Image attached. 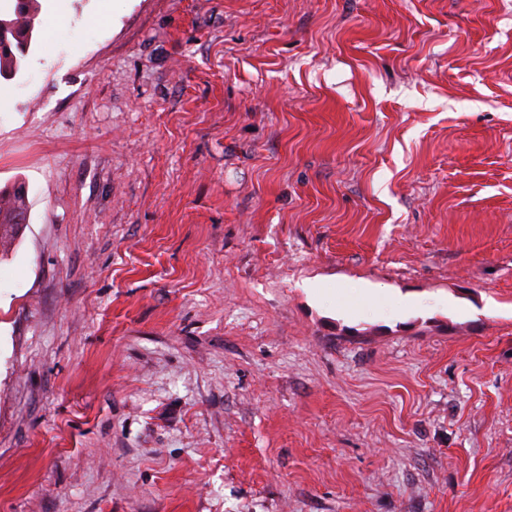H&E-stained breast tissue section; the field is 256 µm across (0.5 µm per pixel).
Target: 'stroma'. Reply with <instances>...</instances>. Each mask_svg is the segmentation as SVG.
Here are the masks:
<instances>
[{"label":"stroma","instance_id":"stroma-1","mask_svg":"<svg viewBox=\"0 0 512 512\" xmlns=\"http://www.w3.org/2000/svg\"><path fill=\"white\" fill-rule=\"evenodd\" d=\"M38 20L0 512H512V0Z\"/></svg>","mask_w":512,"mask_h":512}]
</instances>
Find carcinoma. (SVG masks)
<instances>
[{"mask_svg": "<svg viewBox=\"0 0 512 512\" xmlns=\"http://www.w3.org/2000/svg\"><path fill=\"white\" fill-rule=\"evenodd\" d=\"M37 0H15L13 9H0V22L7 26L6 40H0V78L18 74L22 60L35 41ZM28 211L26 194L21 186L0 188V248L6 249L18 236L21 224L17 216Z\"/></svg>", "mask_w": 512, "mask_h": 512, "instance_id": "obj_1", "label": "carcinoma"}]
</instances>
